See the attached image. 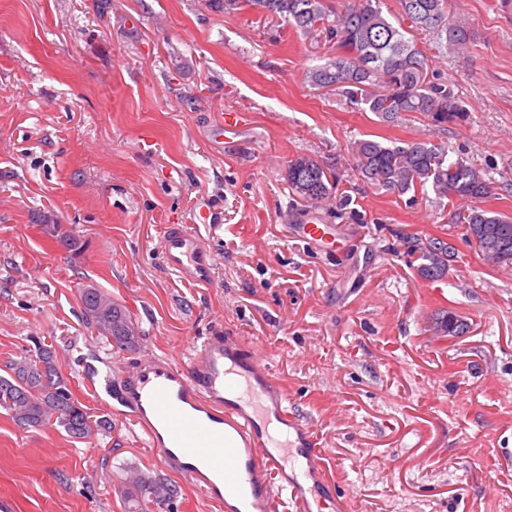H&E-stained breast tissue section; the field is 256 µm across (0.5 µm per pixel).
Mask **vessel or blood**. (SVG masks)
<instances>
[{
  "label": "vessel or blood",
  "mask_w": 512,
  "mask_h": 512,
  "mask_svg": "<svg viewBox=\"0 0 512 512\" xmlns=\"http://www.w3.org/2000/svg\"><path fill=\"white\" fill-rule=\"evenodd\" d=\"M301 238L329 244L328 225L305 216ZM162 259L177 278L209 284L215 256L203 237L172 224L163 233ZM115 389L112 411L132 417L161 464L203 488L226 512H316L308 482L326 474L318 442L288 412V396L270 368L242 337L217 330L192 347L186 363L164 355L139 358Z\"/></svg>",
  "instance_id": "vessel-or-blood-1"
}]
</instances>
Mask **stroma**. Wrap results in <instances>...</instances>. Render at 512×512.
I'll return each instance as SVG.
<instances>
[{
  "label": "stroma",
  "instance_id": "stroma-1",
  "mask_svg": "<svg viewBox=\"0 0 512 512\" xmlns=\"http://www.w3.org/2000/svg\"><path fill=\"white\" fill-rule=\"evenodd\" d=\"M466 50L420 42L428 76L450 85L464 121L417 114L388 124L307 80L335 56L285 21L225 14L210 0H0V367L52 346L75 398L111 427L70 438L23 429L0 410V499L12 512H123L143 472L176 485L161 512H221L167 471L87 362L112 374L137 356L184 363L213 330L245 337L319 436L326 512H512V267L465 242L463 201L398 195L359 179L351 144L372 135L443 142L488 171L483 207L512 216V0H444ZM235 132H225L228 122ZM340 176L342 209L310 207L284 180L289 160ZM314 213L335 238L300 239ZM79 236L80 255L47 233ZM190 224L216 260L198 288L161 261L165 226ZM442 237L457 258L421 278L405 236ZM92 285L142 331L116 354L82 319ZM458 313L441 339L436 313Z\"/></svg>",
  "mask_w": 512,
  "mask_h": 512
}]
</instances>
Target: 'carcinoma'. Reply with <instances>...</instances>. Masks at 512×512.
Returning <instances> with one entry per match:
<instances>
[{
  "label": "carcinoma",
  "instance_id": "carcinoma-1",
  "mask_svg": "<svg viewBox=\"0 0 512 512\" xmlns=\"http://www.w3.org/2000/svg\"><path fill=\"white\" fill-rule=\"evenodd\" d=\"M216 8L231 14L248 5L285 20L305 35L323 37L336 44V56L308 71V82L317 88L338 92L349 104L370 111L393 123L406 113H416L438 128L465 117V109L453 89L428 78L429 59L417 40L407 37L413 30L437 45L447 38L462 47L466 34L459 26H448L442 0H399L402 20H391L383 11V0H355L341 11L327 0H213ZM409 21L403 27L402 21ZM444 144L411 141L387 145L376 139H360L351 146L356 171L363 180L386 190L406 194L425 193L432 188L438 198L480 201L491 194V179L463 158L449 157ZM286 181L292 192L310 205L332 198L339 182L334 171L309 156L288 161ZM465 239L474 244L482 260L512 261V217L473 206L459 217ZM51 236L72 254L82 249L79 239L60 234L52 225ZM407 253L416 257L417 274L440 280L448 274L455 248L438 237L412 236ZM81 303L85 320L96 328L116 352L137 349L139 326L130 311L99 288H84ZM437 328L449 336H459L468 324L453 311L436 317ZM0 375V408L21 428L42 427L55 421L75 439L90 440L106 426L92 418L87 408L75 400L66 379L59 372L57 356L48 345L34 355L5 365ZM176 488L152 476L143 477L126 492L125 512H150L162 504L158 491Z\"/></svg>",
  "mask_w": 512,
  "mask_h": 512
}]
</instances>
